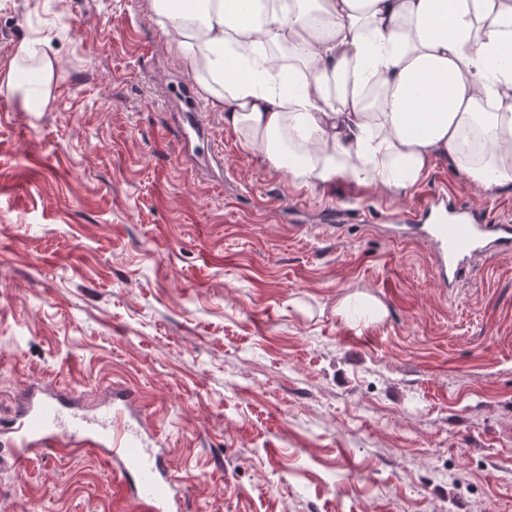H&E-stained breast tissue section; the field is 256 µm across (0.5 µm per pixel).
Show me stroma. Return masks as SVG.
<instances>
[{
    "mask_svg": "<svg viewBox=\"0 0 512 512\" xmlns=\"http://www.w3.org/2000/svg\"><path fill=\"white\" fill-rule=\"evenodd\" d=\"M46 37L50 107L0 96V427L46 384L90 410L137 395L184 512H512V254L440 287L388 215L408 194L296 189L243 151L149 0H0V63ZM367 297L381 319L347 320ZM0 434V512H134L93 452Z\"/></svg>",
    "mask_w": 512,
    "mask_h": 512,
    "instance_id": "35a3bbf8",
    "label": "stroma"
}]
</instances>
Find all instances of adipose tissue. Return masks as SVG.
<instances>
[{"label": "adipose tissue", "mask_w": 512, "mask_h": 512, "mask_svg": "<svg viewBox=\"0 0 512 512\" xmlns=\"http://www.w3.org/2000/svg\"><path fill=\"white\" fill-rule=\"evenodd\" d=\"M150 6L241 148L298 188L347 176L404 195L441 155L484 189L512 183V0ZM60 77L31 38L0 65V95L41 112Z\"/></svg>", "instance_id": "1"}]
</instances>
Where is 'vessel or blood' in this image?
I'll list each match as a JSON object with an SVG mask.
<instances>
[{
    "instance_id": "b4317fda",
    "label": "vessel or blood",
    "mask_w": 512,
    "mask_h": 512,
    "mask_svg": "<svg viewBox=\"0 0 512 512\" xmlns=\"http://www.w3.org/2000/svg\"><path fill=\"white\" fill-rule=\"evenodd\" d=\"M399 219L432 243L436 279L444 288L457 287L479 260L512 254L511 221L492 220L486 210L460 202L447 190L402 210ZM135 419V394L129 389L102 402L92 414L65 406L56 391L29 394L11 427L15 461L27 464L33 448H96L121 473L135 475L130 494L140 512H179L181 483L170 474L161 450L148 448L149 434L135 426Z\"/></svg>"
}]
</instances>
